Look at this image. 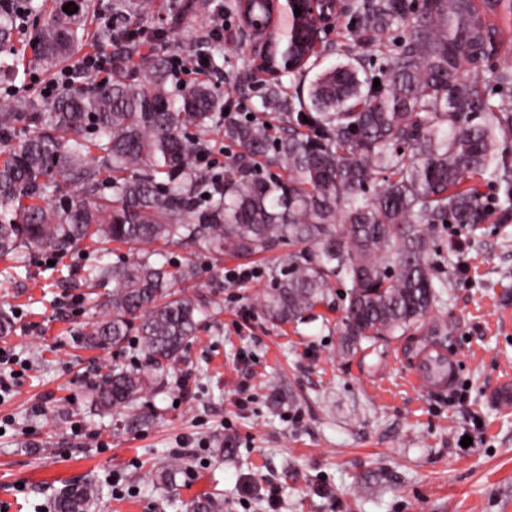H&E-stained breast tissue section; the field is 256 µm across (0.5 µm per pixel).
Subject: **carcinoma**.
Masks as SVG:
<instances>
[{"label":"carcinoma","instance_id":"obj_1","mask_svg":"<svg viewBox=\"0 0 512 512\" xmlns=\"http://www.w3.org/2000/svg\"><path fill=\"white\" fill-rule=\"evenodd\" d=\"M78 11H63L68 2ZM351 0L357 38L372 43L380 86L360 78L365 59L348 43L335 66L315 74L307 91L289 95L282 77L301 80L321 52L288 34L267 67L249 65L265 93L261 111L275 112L281 135L263 121L230 119L232 101L202 84L179 98L168 92V61L143 56L141 33L110 26L90 30L96 0H28L39 64H66L91 40H123L112 79L61 92L43 108L0 106V256L38 246L61 249L89 241L106 250L128 246L132 258L84 271L103 293L105 313L74 333L79 346L109 350L138 339L142 361L100 375L94 405L134 408L148 391L167 386L204 314L199 299L175 285L195 276L192 260L171 271L145 246L178 245L255 259L287 241L288 254L260 301L272 322H301L322 303L332 280L351 283L342 332L348 354L361 343L400 334H448L443 317L424 324L441 301L430 261L437 224L478 229L512 208V97L493 100L485 85L512 90V70L490 61L500 48L488 14H512V0ZM113 8L148 21L153 0H116ZM12 5L0 4V53L16 58L19 29ZM409 34L388 44L393 29ZM216 127L233 148L224 174L201 166ZM488 176L504 185L495 208L466 185ZM382 184L370 189V183ZM182 465L156 472L172 487ZM103 487L93 480L67 486L50 512H97ZM193 512H224L205 493Z\"/></svg>","mask_w":512,"mask_h":512}]
</instances>
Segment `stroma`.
Wrapping results in <instances>:
<instances>
[{"label":"stroma","mask_w":512,"mask_h":512,"mask_svg":"<svg viewBox=\"0 0 512 512\" xmlns=\"http://www.w3.org/2000/svg\"><path fill=\"white\" fill-rule=\"evenodd\" d=\"M233 4L210 0L224 14L215 41L205 38L208 13L176 19L173 0H155L146 29L165 59H208L205 81L244 119L262 90L245 67L254 46ZM289 251L282 244L254 262L243 288L224 284L240 260L197 257L192 284L210 316L167 388L145 395L150 418L138 426L124 410L96 411L90 395L101 371L139 364L136 343L103 353L73 341L98 314L83 269L118 262L126 248L0 257V308L15 323L0 335L9 380L0 389V512H39L82 478L117 484L101 512H189L209 491L223 495L224 512H512V402L499 399L512 392V214L474 232L436 228V313L448 320L444 349L456 365L442 394L409 383L416 345L406 337L342 354L350 282L334 284L304 322H270L259 302ZM225 438L233 448L216 456ZM176 458L186 471L170 491L155 472Z\"/></svg>","instance_id":"obj_1"}]
</instances>
